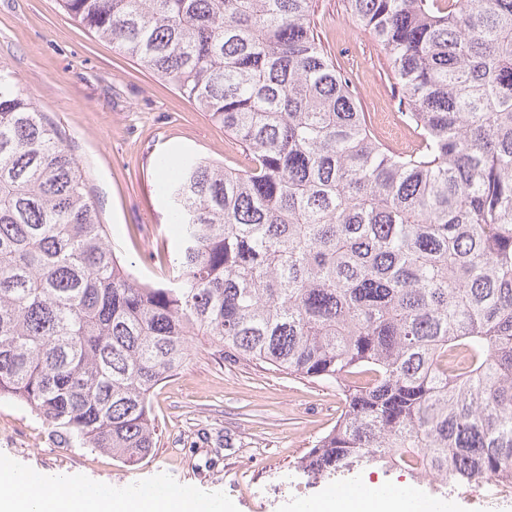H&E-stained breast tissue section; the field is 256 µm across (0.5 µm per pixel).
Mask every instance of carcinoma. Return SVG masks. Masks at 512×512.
Instances as JSON below:
<instances>
[{"instance_id": "obj_1", "label": "carcinoma", "mask_w": 512, "mask_h": 512, "mask_svg": "<svg viewBox=\"0 0 512 512\" xmlns=\"http://www.w3.org/2000/svg\"><path fill=\"white\" fill-rule=\"evenodd\" d=\"M251 161L180 154L165 281L112 249L60 131L0 62V399L128 466L194 343L333 383L298 464L512 485V0H348L418 144L373 132L314 0H58Z\"/></svg>"}]
</instances>
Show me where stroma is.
I'll use <instances>...</instances> for the list:
<instances>
[{"label": "stroma", "instance_id": "1", "mask_svg": "<svg viewBox=\"0 0 512 512\" xmlns=\"http://www.w3.org/2000/svg\"><path fill=\"white\" fill-rule=\"evenodd\" d=\"M315 15L322 46L353 80L381 140L414 146L384 53L352 21L347 0H315ZM0 61L61 132L115 251L135 273L159 281L178 231L158 192L155 157L195 152L241 169L249 164L245 152L222 124L73 21L57 0H0ZM340 407L334 385L221 361L198 345L157 387L155 447L137 466L100 451L59 447L34 412L9 401H0V462L51 478L106 483L121 494L163 480L200 498L234 502L236 512H299L331 489L412 483L369 462L317 480L296 471L298 459L335 425ZM415 486L443 512H512L509 487H444L429 479Z\"/></svg>", "mask_w": 512, "mask_h": 512}]
</instances>
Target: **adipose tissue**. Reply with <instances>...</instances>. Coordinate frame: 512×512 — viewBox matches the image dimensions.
Masks as SVG:
<instances>
[{
  "mask_svg": "<svg viewBox=\"0 0 512 512\" xmlns=\"http://www.w3.org/2000/svg\"><path fill=\"white\" fill-rule=\"evenodd\" d=\"M421 499L381 484H358L328 491L309 503V512H418ZM0 512H200L197 498L158 499L118 495L111 487L77 490L75 481L43 477L19 479L0 491Z\"/></svg>",
  "mask_w": 512,
  "mask_h": 512,
  "instance_id": "adipose-tissue-1",
  "label": "adipose tissue"
}]
</instances>
